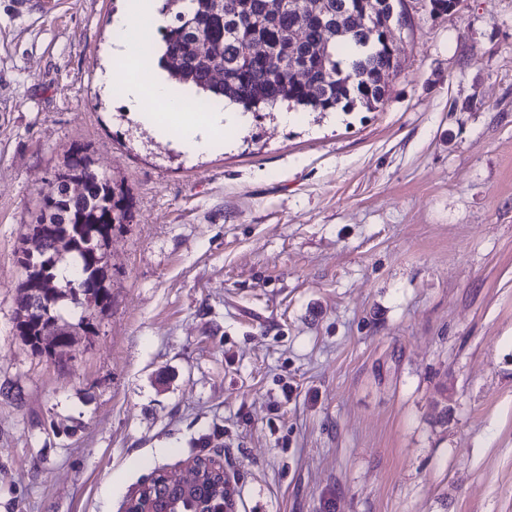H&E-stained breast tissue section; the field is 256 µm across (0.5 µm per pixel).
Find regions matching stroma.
Instances as JSON below:
<instances>
[{
    "instance_id": "35a3bbf8",
    "label": "stroma",
    "mask_w": 512,
    "mask_h": 512,
    "mask_svg": "<svg viewBox=\"0 0 512 512\" xmlns=\"http://www.w3.org/2000/svg\"><path fill=\"white\" fill-rule=\"evenodd\" d=\"M126 0H0V512H124L221 455L235 512H512V0H407L369 111L189 155L101 75ZM74 151L127 193L69 356L14 321Z\"/></svg>"
}]
</instances>
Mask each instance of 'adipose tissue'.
Returning <instances> with one entry per match:
<instances>
[{
  "label": "adipose tissue",
  "instance_id": "adipose-tissue-1",
  "mask_svg": "<svg viewBox=\"0 0 512 512\" xmlns=\"http://www.w3.org/2000/svg\"><path fill=\"white\" fill-rule=\"evenodd\" d=\"M145 61L140 42L116 41L112 65L102 80L106 85L119 86L125 108L152 124L161 139L173 141L182 151L194 155L210 149L220 131L243 127L242 109L230 101L223 108L202 114L184 111L169 84L148 75Z\"/></svg>",
  "mask_w": 512,
  "mask_h": 512
}]
</instances>
